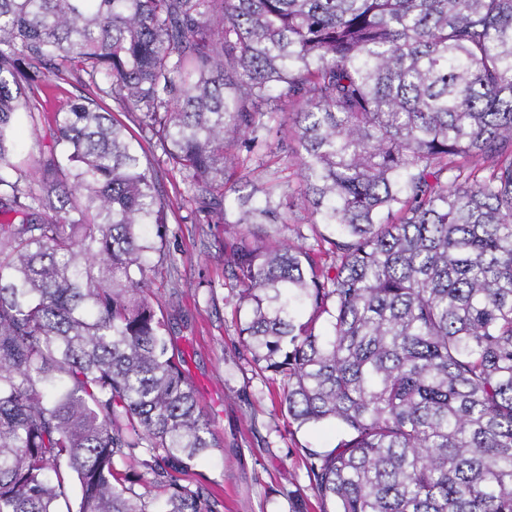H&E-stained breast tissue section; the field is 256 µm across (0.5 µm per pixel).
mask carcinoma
Here are the masks:
<instances>
[{
	"instance_id": "cac0c4a2",
	"label": "carcinoma",
	"mask_w": 512,
	"mask_h": 512,
	"mask_svg": "<svg viewBox=\"0 0 512 512\" xmlns=\"http://www.w3.org/2000/svg\"><path fill=\"white\" fill-rule=\"evenodd\" d=\"M49 73L133 114L208 221L257 228L227 258L239 346L287 379L288 418L349 436L304 449L321 500L512 512V0H0V512H71L75 487L76 512H151L120 464L162 512H220L146 288L159 170L82 96L39 177L16 166ZM280 152L339 230L327 267L260 229L293 207Z\"/></svg>"
}]
</instances>
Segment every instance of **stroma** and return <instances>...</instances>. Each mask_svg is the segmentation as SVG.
Listing matches in <instances>:
<instances>
[{"label": "stroma", "mask_w": 512, "mask_h": 512, "mask_svg": "<svg viewBox=\"0 0 512 512\" xmlns=\"http://www.w3.org/2000/svg\"><path fill=\"white\" fill-rule=\"evenodd\" d=\"M85 93L74 81L55 77L34 89L42 108L24 120V144L13 158L20 169L38 170L50 143L54 113L66 111L74 97ZM158 187L170 203V233L162 240L155 227L147 229L146 241L154 248L149 255L152 301L164 316L169 352L220 441L198 472L223 500L221 512H292L295 499L303 512H335L333 502L321 501L312 490L304 451L335 448L345 433L292 423L279 405L283 381L268 384L238 343V327L248 310L238 304L226 259L244 228L188 222L193 204L176 170L164 168ZM268 230L276 238L300 240L312 249L338 235L335 226L312 223L307 209L298 204L289 211L287 223L269 225ZM162 250L170 252L171 262L160 261Z\"/></svg>", "instance_id": "1"}]
</instances>
